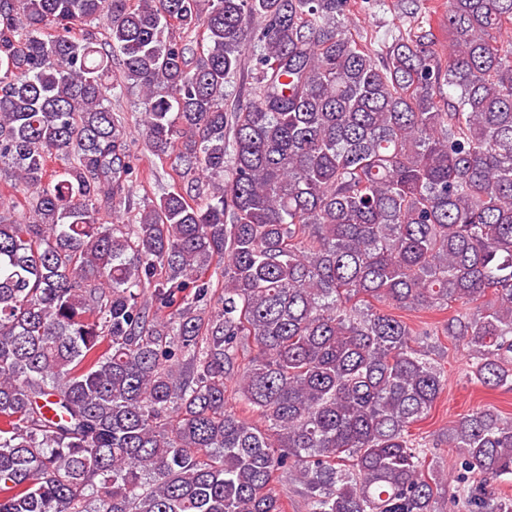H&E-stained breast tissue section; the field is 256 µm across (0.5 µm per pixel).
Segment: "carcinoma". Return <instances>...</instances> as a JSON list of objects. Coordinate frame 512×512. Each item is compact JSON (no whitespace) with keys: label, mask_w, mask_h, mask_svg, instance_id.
<instances>
[{"label":"carcinoma","mask_w":512,"mask_h":512,"mask_svg":"<svg viewBox=\"0 0 512 512\" xmlns=\"http://www.w3.org/2000/svg\"><path fill=\"white\" fill-rule=\"evenodd\" d=\"M348 7L0 0V172L25 200L0 216V512H285L283 482L308 512H453L411 433L445 370L396 311L461 305L442 334L512 391V0H445L435 28L398 0L381 56ZM127 85L152 154L211 188L106 224L132 195ZM441 441L467 512H512L485 480L512 476V418ZM245 62L241 72L233 79L232 83L227 86V97H226V106L228 110L233 109L235 104H237L238 100H242L245 96L246 89L249 87L250 81V70L252 67V63L250 62V56L248 51L245 52Z\"/></svg>","instance_id":"1"}]
</instances>
